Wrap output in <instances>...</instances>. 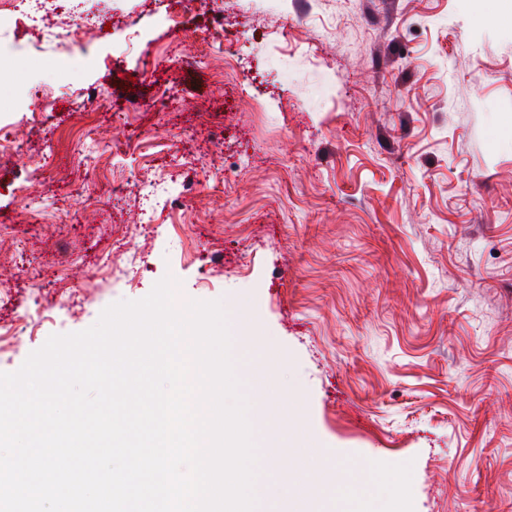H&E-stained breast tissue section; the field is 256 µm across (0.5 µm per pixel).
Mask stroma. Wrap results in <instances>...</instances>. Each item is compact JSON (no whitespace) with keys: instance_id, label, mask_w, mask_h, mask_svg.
Returning <instances> with one entry per match:
<instances>
[{"instance_id":"obj_1","label":"stroma","mask_w":512,"mask_h":512,"mask_svg":"<svg viewBox=\"0 0 512 512\" xmlns=\"http://www.w3.org/2000/svg\"><path fill=\"white\" fill-rule=\"evenodd\" d=\"M501 0H93L112 27L63 78L66 19L21 20L0 70V372L165 276L221 301L261 512L339 478L411 512H512V23ZM177 16L181 33L162 22ZM192 45L200 62L175 61ZM32 124L14 111L32 85ZM91 136L97 165L76 142ZM176 180L150 219L143 185ZM113 254L111 273L97 269ZM46 319L30 328L23 314ZM335 468H304L287 419Z\"/></svg>"}]
</instances>
